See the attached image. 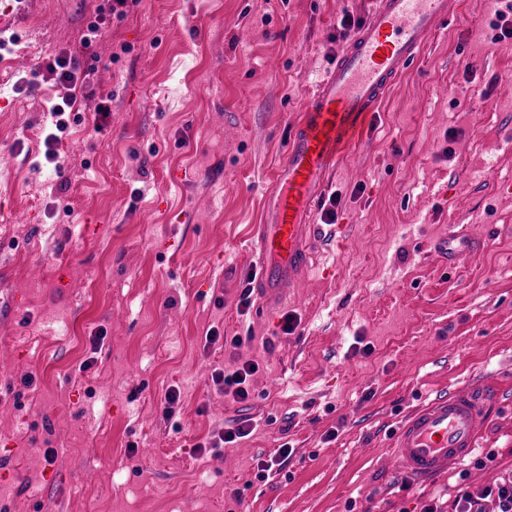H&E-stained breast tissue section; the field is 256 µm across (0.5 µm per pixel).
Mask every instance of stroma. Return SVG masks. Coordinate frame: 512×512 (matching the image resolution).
<instances>
[{"label": "stroma", "mask_w": 512, "mask_h": 512, "mask_svg": "<svg viewBox=\"0 0 512 512\" xmlns=\"http://www.w3.org/2000/svg\"><path fill=\"white\" fill-rule=\"evenodd\" d=\"M106 2L0 0V512H454L460 486L512 475V38L488 40L495 0H465L328 173L336 222L314 221L307 272L266 312L239 308L263 199L339 19L372 0H138L83 46ZM65 53L99 59L87 87L114 98L101 130L87 112L59 135L58 170ZM452 232L471 248L449 268ZM212 329L224 345L205 347ZM246 363L247 400L216 390L214 369ZM482 380L502 404L475 456L412 484L391 457L402 416ZM242 421L247 437L193 452Z\"/></svg>", "instance_id": "obj_1"}]
</instances>
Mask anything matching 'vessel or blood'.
Returning a JSON list of instances; mask_svg holds the SVG:
<instances>
[{
    "label": "vessel or blood",
    "mask_w": 512,
    "mask_h": 512,
    "mask_svg": "<svg viewBox=\"0 0 512 512\" xmlns=\"http://www.w3.org/2000/svg\"><path fill=\"white\" fill-rule=\"evenodd\" d=\"M459 6L460 0H375L317 82L264 202L258 240L265 260L256 288L262 309L286 298L307 266L308 231L327 174ZM498 402V386L482 384L413 409L393 435L391 452L403 473L423 484L470 459Z\"/></svg>",
    "instance_id": "1"
}]
</instances>
